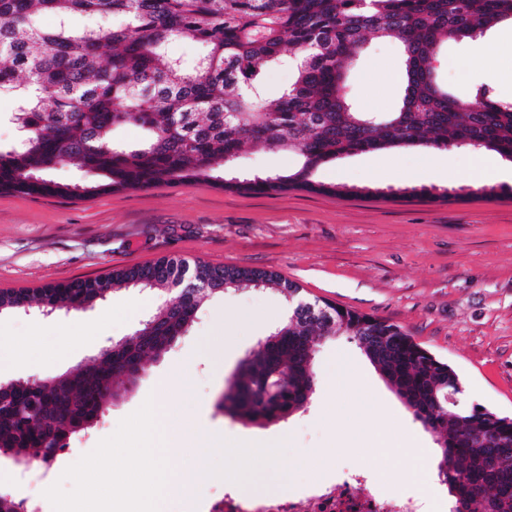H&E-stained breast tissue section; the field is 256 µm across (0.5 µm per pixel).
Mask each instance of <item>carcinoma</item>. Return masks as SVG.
Masks as SVG:
<instances>
[{
	"label": "carcinoma",
	"instance_id": "obj_1",
	"mask_svg": "<svg viewBox=\"0 0 512 512\" xmlns=\"http://www.w3.org/2000/svg\"><path fill=\"white\" fill-rule=\"evenodd\" d=\"M43 14L55 27L39 25ZM119 18L118 26L76 28L72 16ZM512 21V0H0V96L14 101L25 136L0 147V192L84 197L130 189L207 182L239 193L290 190L353 195L312 179L341 155L428 146L495 152L512 161V102L476 89L458 97L433 65L449 41L476 40ZM370 37L401 46L405 89L398 111L358 112L344 92L347 69ZM189 38L201 52L186 59L170 43ZM292 54L295 79L276 99L262 72ZM122 125L148 131L122 144ZM288 151L298 165L284 173L236 176L245 146ZM77 164L90 178L57 182L51 173ZM191 268L207 281L187 297L170 292ZM243 284L300 294L273 271L162 258L75 279L32 293L0 292V312L37 305L46 315L80 312L117 286L159 294L156 312L129 340L38 383L19 378L0 390V456L52 461L70 439L94 428L105 404L135 383L147 360L185 335L200 307ZM326 336L353 339L399 400L437 444L434 466L454 512H512V418L464 395L458 373L400 326L325 300L293 310L247 354L219 408L247 423L286 420L315 390L310 352ZM0 512H32L0 493Z\"/></svg>",
	"mask_w": 512,
	"mask_h": 512
}]
</instances>
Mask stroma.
<instances>
[{"mask_svg": "<svg viewBox=\"0 0 512 512\" xmlns=\"http://www.w3.org/2000/svg\"><path fill=\"white\" fill-rule=\"evenodd\" d=\"M476 48L467 39L443 46L434 62L440 79L463 98L486 85L496 99L511 102L512 56L476 76L461 64L463 53ZM346 91L359 111H395L403 95L399 44L368 41L347 74ZM429 154L420 146L382 157L349 155L315 172V181L357 187L354 195H252L203 182L82 198L0 193V290L29 292L163 256L272 270L298 283L306 299L400 326L457 371L470 402L512 417V162L489 154L505 177L476 181L470 177L476 153L451 148L449 175L430 183L411 178ZM428 184L439 194L449 192V199L400 194ZM284 301L274 289H243L207 302L187 335L151 360L136 385L54 461L25 465L0 457V473H16L11 492L53 512L44 490L58 481L72 489L63 471L162 390L183 413L180 425L165 435L176 449L170 464L184 473L195 463L181 447L193 429L202 428L231 440L281 442L282 454L270 470L286 474L288 493L365 470L380 489L447 499L439 482L422 485L404 476V449L434 459L433 436L348 337L321 341L307 410L266 426L217 410L240 360L282 321ZM157 303L155 295L122 290L75 314L0 313V338L28 351L0 372V382L92 363L109 340L130 336ZM343 360L366 384L340 412L326 398ZM187 366L192 379L185 387L177 377Z\"/></svg>", "mask_w": 512, "mask_h": 512, "instance_id": "1", "label": "stroma"}]
</instances>
